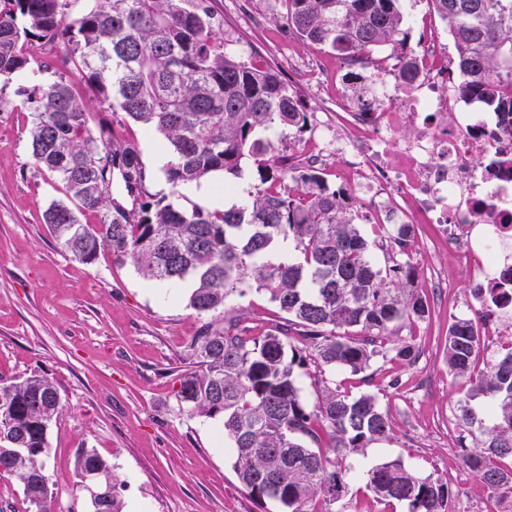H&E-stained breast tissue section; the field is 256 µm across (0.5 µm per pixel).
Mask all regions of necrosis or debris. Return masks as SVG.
Listing matches in <instances>:
<instances>
[{
    "mask_svg": "<svg viewBox=\"0 0 512 512\" xmlns=\"http://www.w3.org/2000/svg\"><path fill=\"white\" fill-rule=\"evenodd\" d=\"M450 59L447 44L432 32L414 52L413 83L383 58L365 61L366 69L385 75L371 109L337 89L335 122L289 162L312 166L335 151L371 223L445 225L444 246L483 268L496 258L490 240L512 242V123L458 111ZM448 111L452 126L435 124V116ZM407 125L416 135L394 143Z\"/></svg>",
    "mask_w": 512,
    "mask_h": 512,
    "instance_id": "obj_1",
    "label": "necrosis or debris"
}]
</instances>
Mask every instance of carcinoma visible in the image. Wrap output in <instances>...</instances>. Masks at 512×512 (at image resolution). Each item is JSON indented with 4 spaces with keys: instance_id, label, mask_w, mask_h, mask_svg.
I'll use <instances>...</instances> for the list:
<instances>
[{
    "instance_id": "cac0c4a2",
    "label": "carcinoma",
    "mask_w": 512,
    "mask_h": 512,
    "mask_svg": "<svg viewBox=\"0 0 512 512\" xmlns=\"http://www.w3.org/2000/svg\"><path fill=\"white\" fill-rule=\"evenodd\" d=\"M430 2L453 42L462 98L511 123L512 0ZM286 23L301 40L350 60L389 45L401 77L417 76L401 0H288ZM219 28L205 0H0V83L56 76L34 79L22 93L32 105L34 165L59 179L67 198L44 214L58 246L85 263L106 249L151 281L189 279V306L202 318L223 314V324L204 323L188 346L178 411L222 419L234 471L254 501L279 512H351L343 460L392 438L395 425L375 394H352L325 374L416 364L413 341L393 336L403 322L425 317L427 298L413 288L410 262L382 268L373 261L345 191L329 188L314 167L285 166L264 132L276 125L301 133L307 113L277 69L217 50ZM43 39L67 51L34 68L25 43ZM67 72L115 102L125 121L159 136L169 193H145L137 143L94 133ZM245 159L258 181L248 205L181 203L186 184L242 178ZM116 172L138 208L112 199ZM88 212L96 223L81 220ZM414 235L411 224L392 225L391 250L409 255ZM289 243L291 252L278 253ZM252 287L279 310L258 332L225 309L229 297ZM476 296L485 314L448 325V373L466 380L456 401L458 443L474 477L512 496V349L472 377L488 319H512V268ZM311 370L318 379L309 402L298 378ZM61 408L44 375L0 378V474L22 484L35 512H55L48 433ZM76 470L109 489L102 512H121L115 476L95 450H78ZM365 480L376 501L408 512H448L457 494L448 479L422 476L399 459L374 465Z\"/></svg>"
}]
</instances>
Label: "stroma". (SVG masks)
I'll return each mask as SVG.
<instances>
[{
	"label": "stroma",
	"instance_id": "stroma-1",
	"mask_svg": "<svg viewBox=\"0 0 512 512\" xmlns=\"http://www.w3.org/2000/svg\"><path fill=\"white\" fill-rule=\"evenodd\" d=\"M207 3L222 20L218 36L225 52L277 67L297 92L308 128H280L276 136L282 154H300L326 113L334 111L337 84L348 81L336 72L335 53L289 32L287 0ZM316 66L326 80L314 90L299 71ZM18 89L14 82L0 90L10 105L0 112V377L35 372L60 392L63 407L49 433L48 461L57 512H84L85 494L74 469L80 448L95 449L108 461L124 512H266L237 479L221 420L177 412L178 376L188 364L187 345L202 325L188 305L191 282L151 283L132 264L113 263L109 252L87 264L57 246L43 213L65 195L33 163L31 114ZM85 100L94 126L138 143L146 192L167 194L159 138L121 122L109 102L90 94ZM441 236L439 225L415 227L411 262L431 312L396 330L397 337H414L421 347L418 364L386 363L369 384L359 374L336 375L341 389L379 394L396 424L393 439L347 456L345 464L359 476L398 458L422 475L459 476L464 485L481 488L456 446L453 413L464 383L448 372L445 338L452 317L482 314L474 290L485 277L449 256ZM394 378L401 382L395 395L388 388Z\"/></svg>",
	"mask_w": 512,
	"mask_h": 512
}]
</instances>
